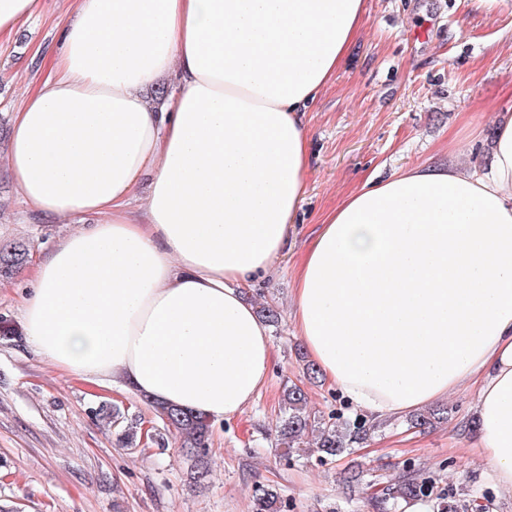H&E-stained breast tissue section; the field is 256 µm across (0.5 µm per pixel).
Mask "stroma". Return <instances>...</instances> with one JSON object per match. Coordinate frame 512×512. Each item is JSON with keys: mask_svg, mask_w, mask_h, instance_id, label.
<instances>
[{"mask_svg": "<svg viewBox=\"0 0 512 512\" xmlns=\"http://www.w3.org/2000/svg\"><path fill=\"white\" fill-rule=\"evenodd\" d=\"M69 0H45L11 39L0 43V116L11 117L30 79L52 52ZM366 13L333 82L306 114L307 191L292 244L274 275L250 290L257 306L277 311L268 383L239 417L212 422L210 473L201 482L180 438L132 391L115 392L63 378L28 349L0 335V512H251L256 490L276 487L281 512H409L385 504L383 488L412 469L434 481L418 512H512V495L489 481L472 446L473 397L445 400L447 420L419 429L399 417L374 429L350 455L281 457L271 441L285 386H304L317 415L361 418L325 382H307L288 319L296 267L325 214L370 175L385 178L425 163L456 160L485 170L493 118L512 105V0H365ZM68 224L20 221L13 185L0 170V246L23 240L51 250ZM138 422L135 452L117 446L121 427L99 422L100 403ZM162 441H154V434ZM360 474L346 490L348 472Z\"/></svg>", "mask_w": 512, "mask_h": 512, "instance_id": "1", "label": "stroma"}]
</instances>
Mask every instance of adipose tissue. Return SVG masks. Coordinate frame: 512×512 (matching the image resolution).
Listing matches in <instances>:
<instances>
[{"label": "adipose tissue", "mask_w": 512, "mask_h": 512, "mask_svg": "<svg viewBox=\"0 0 512 512\" xmlns=\"http://www.w3.org/2000/svg\"><path fill=\"white\" fill-rule=\"evenodd\" d=\"M365 0H75L12 114L27 213L74 230L28 272L24 343L71 378L233 419L272 365L245 293L288 251L304 117ZM311 363L371 420L475 396L485 474L512 494V108L479 174L373 177L296 272Z\"/></svg>", "instance_id": "1"}]
</instances>
